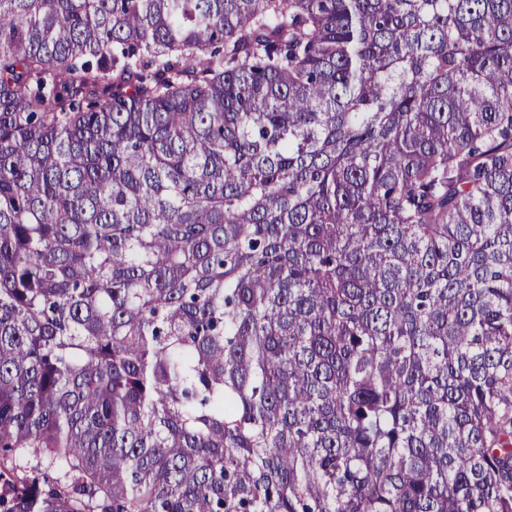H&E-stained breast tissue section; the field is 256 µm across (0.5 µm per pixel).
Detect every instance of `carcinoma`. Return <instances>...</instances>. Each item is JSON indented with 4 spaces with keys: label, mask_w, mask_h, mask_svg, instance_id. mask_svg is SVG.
Returning a JSON list of instances; mask_svg holds the SVG:
<instances>
[{
    "label": "carcinoma",
    "mask_w": 512,
    "mask_h": 512,
    "mask_svg": "<svg viewBox=\"0 0 512 512\" xmlns=\"http://www.w3.org/2000/svg\"><path fill=\"white\" fill-rule=\"evenodd\" d=\"M0 512H512V0H0Z\"/></svg>",
    "instance_id": "1"
}]
</instances>
